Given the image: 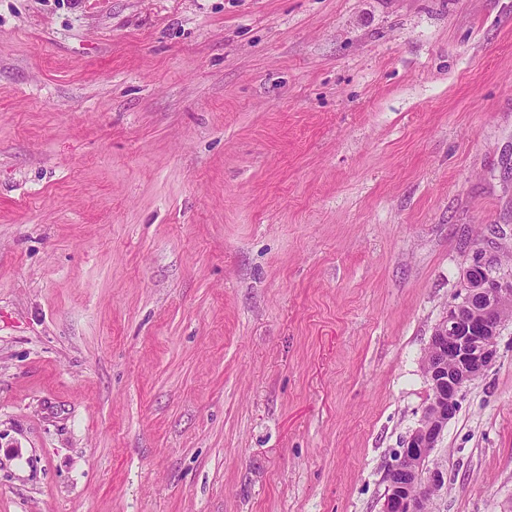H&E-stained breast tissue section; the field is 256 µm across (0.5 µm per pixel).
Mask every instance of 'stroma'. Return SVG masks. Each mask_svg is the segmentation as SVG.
Segmentation results:
<instances>
[{"label": "stroma", "mask_w": 512, "mask_h": 512, "mask_svg": "<svg viewBox=\"0 0 512 512\" xmlns=\"http://www.w3.org/2000/svg\"><path fill=\"white\" fill-rule=\"evenodd\" d=\"M477 262L512 0H0V512H381ZM496 343L431 512H512Z\"/></svg>", "instance_id": "35a3bbf8"}]
</instances>
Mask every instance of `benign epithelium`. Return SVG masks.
<instances>
[{"mask_svg":"<svg viewBox=\"0 0 512 512\" xmlns=\"http://www.w3.org/2000/svg\"><path fill=\"white\" fill-rule=\"evenodd\" d=\"M511 295L512 280L501 281L480 264L468 269L465 294L448 306L429 343L439 354L451 352L452 363L437 360L428 373L429 400L386 474L382 512H423L421 490L434 495L444 487L445 474L430 464V456L456 410L442 405V397L450 394L459 403L468 384L496 361V338L504 322L500 301Z\"/></svg>","mask_w":512,"mask_h":512,"instance_id":"benign-epithelium-1","label":"benign epithelium"}]
</instances>
